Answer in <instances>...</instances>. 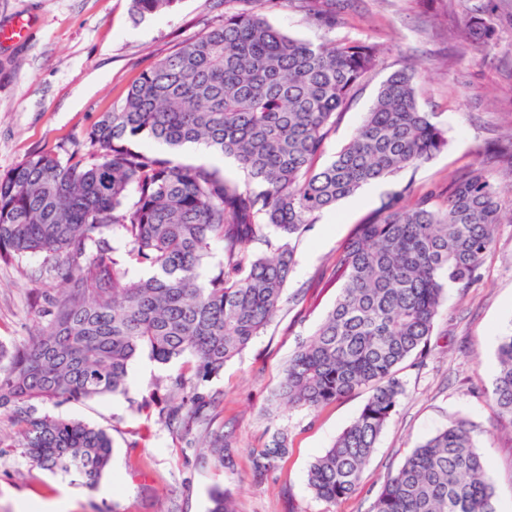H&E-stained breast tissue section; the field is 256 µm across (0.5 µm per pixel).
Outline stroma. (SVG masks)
Wrapping results in <instances>:
<instances>
[{
  "instance_id": "35a3bbf8",
  "label": "stroma",
  "mask_w": 512,
  "mask_h": 512,
  "mask_svg": "<svg viewBox=\"0 0 512 512\" xmlns=\"http://www.w3.org/2000/svg\"><path fill=\"white\" fill-rule=\"evenodd\" d=\"M486 0H350L335 30L306 22L295 9L268 13L271 24L310 41L357 40L378 45L376 66L359 84L324 145L331 159L356 132L383 81L406 66L418 71V103L436 113L448 145L429 161L361 188L321 214L292 240L295 266L278 316L206 392L222 403L216 424L236 443L218 466L199 448L201 429L184 432L141 410L149 396L165 397L187 366L139 355L125 393L84 403L44 405L53 416L79 419L107 431L112 462L97 485L72 484L29 461L22 449L0 450V512H36L66 499L67 512H209L213 488L228 491L238 512H326L307 486L310 464L330 448L360 412L355 393L317 412L277 406L281 371L296 347L333 306L339 284L336 255L358 224L404 185L435 190L469 166H484L485 147L512 131V0L488 16L490 44L460 41L472 13ZM130 0H0V28L28 19L24 37L0 44V173L36 151L83 146L84 133L120 103L129 85L182 42L218 22L217 0H178L171 10L133 23ZM504 224L468 287H451L422 363L402 373L405 394L379 437L355 494L335 512H368L388 472L417 443L462 417L490 464L496 512H512V432L504 430L483 396L492 392L498 338L512 327V190L502 195ZM60 278L44 256L0 263V341L29 343L45 324L46 297ZM288 436L279 469L257 476L254 452L274 432Z\"/></svg>"
}]
</instances>
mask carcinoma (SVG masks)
Wrapping results in <instances>:
<instances>
[{
	"label": "carcinoma",
	"mask_w": 512,
	"mask_h": 512,
	"mask_svg": "<svg viewBox=\"0 0 512 512\" xmlns=\"http://www.w3.org/2000/svg\"><path fill=\"white\" fill-rule=\"evenodd\" d=\"M178 0H130L141 20ZM346 0H223L224 17L142 71L119 105L85 134L91 161L37 152L0 174V262L40 254L64 283L47 299L49 319L30 343H0V409L17 417L1 448H21L39 468L96 484L112 460V439L81 420L42 413L57 400L82 403L127 389L142 353L159 363L188 359L195 379L218 376L271 324L295 265L290 241L361 187L415 168L444 149L446 132L421 111L417 70L380 86L355 135L319 164L327 132L377 61L355 40L314 44L273 26L266 13L292 7L330 30ZM467 40H491L485 14ZM153 140L177 150L197 144L234 158L241 185L215 168L185 165L142 149ZM512 178V133L487 149ZM500 186L480 168L448 181L445 201L409 187L387 197L339 251L333 307L292 354L278 404L317 411L364 392L355 420L309 467L307 484L328 506L359 488L379 436L404 393L406 363L427 351L450 285L468 286L502 224ZM265 229L269 255L247 251ZM124 238L127 262L150 275L128 277L110 236ZM224 261L206 281L211 245ZM487 401L512 429V331L498 339ZM214 408L196 392L163 410L188 427ZM219 463L233 447L210 430ZM289 452L278 432L256 452L255 471H275ZM489 463L462 418L423 440L388 474L369 512H496ZM210 512H237L224 491Z\"/></svg>",
	"instance_id": "1"
}]
</instances>
